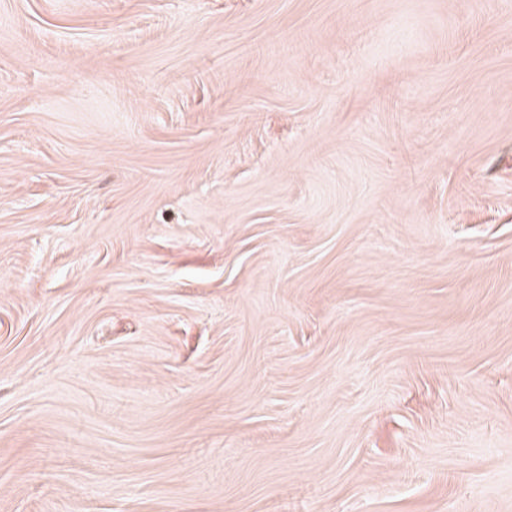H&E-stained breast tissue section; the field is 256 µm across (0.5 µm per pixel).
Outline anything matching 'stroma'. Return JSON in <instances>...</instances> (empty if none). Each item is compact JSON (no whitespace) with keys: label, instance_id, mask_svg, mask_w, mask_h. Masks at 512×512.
Returning a JSON list of instances; mask_svg holds the SVG:
<instances>
[{"label":"stroma","instance_id":"35a3bbf8","mask_svg":"<svg viewBox=\"0 0 512 512\" xmlns=\"http://www.w3.org/2000/svg\"><path fill=\"white\" fill-rule=\"evenodd\" d=\"M0 512H512V0H0Z\"/></svg>","mask_w":512,"mask_h":512}]
</instances>
